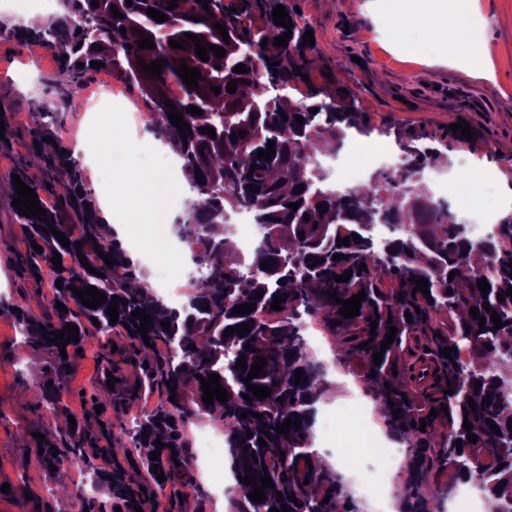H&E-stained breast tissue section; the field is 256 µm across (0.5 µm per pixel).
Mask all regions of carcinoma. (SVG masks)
Instances as JSON below:
<instances>
[{
    "label": "carcinoma",
    "mask_w": 512,
    "mask_h": 512,
    "mask_svg": "<svg viewBox=\"0 0 512 512\" xmlns=\"http://www.w3.org/2000/svg\"><path fill=\"white\" fill-rule=\"evenodd\" d=\"M61 2L64 13L35 31L27 30L18 21H1L0 37L20 35L54 49L59 71L56 93L61 98L72 95L85 75L94 71L90 67L92 61L104 63L99 71L136 87L145 101L149 128L180 158L186 181L200 195L193 210L176 225L178 237L191 249L198 273L196 292L176 310L167 306L154 289L134 287L138 277L128 251L117 237L102 234L101 225L94 219L92 190L81 160L61 153L64 146L56 136L59 112L41 101L30 103L33 140L39 142L32 146L30 163L45 171L49 180L62 185V211L39 195L37 201L45 210L41 219L18 213L15 217L29 230L25 263L30 275L41 273L57 253L69 258V277L62 279V288L54 289L51 297L43 299L52 307L60 302L67 311L55 310L57 321L44 324L32 312H15L11 305L0 301V316L14 317L23 345L54 358L53 370L34 384L33 391L35 405L52 415L58 414L66 366H74L71 357H63L60 346L50 342L54 332L63 330L68 337L71 332L65 329L66 324L78 327L79 341L66 344L68 348H77L95 335L105 336L111 331L135 342L140 383L151 390L159 389L161 399L127 429L137 455H130L120 439L109 447L112 471L104 479L112 498L128 512H135V504L147 510L151 494L164 490L177 477L191 478V455L183 430L197 410L210 415L224 430L236 482L231 497L234 512H270L284 504L292 507L290 512H331L323 503L326 497L336 502L340 512H360L344 477L313 448L315 404L328 392L329 382L323 366L309 356L302 325L306 315L318 318L325 330L342 338L337 359L353 352L366 357L368 370L374 371V376L367 377L368 390L376 399L390 434L406 445L412 457L423 456L432 445L440 448L429 467L410 470L408 484L414 493L405 512H433L430 506L437 495L435 470H449L459 478L479 475L489 512H512V424H508L512 421V389L501 378L503 364L512 361V296L505 295L512 287V249H499L495 239L472 237L470 225L463 221H448V205L434 200L426 180L430 159L439 157L447 164L448 156L425 145L421 133L390 127L376 130L363 124L354 89L343 94L337 86L317 87L303 80L302 76L311 75L316 64V47L303 42L311 26L289 13L292 35L288 44L275 46V39L289 31L275 24L272 16L279 0H177L178 7L172 10L167 9V0H133L131 6L126 0H97L95 7L92 0ZM113 5L123 17H113ZM149 8L166 14L168 20L157 22L146 13ZM193 16L199 20H191ZM215 23L226 28L229 42H224L219 31L213 29ZM122 27L126 29L124 35L120 33ZM134 28L151 38L155 47L139 48V35L132 32ZM187 33L199 36L205 45L223 48L225 57L217 59L210 51L208 61L200 60L195 42L185 37ZM180 39L185 40V49L169 46V41ZM265 39L268 43L263 47L261 42ZM96 45L102 50L94 49ZM140 58L147 65L163 61L162 72L150 77L137 65ZM271 61L279 65L273 69L269 67ZM79 62L84 67H78ZM182 62L200 70L199 88L189 89L179 76L177 69ZM239 64L246 65L249 72H235L234 67ZM257 67L270 75L278 70L277 84L257 79ZM231 81L237 83L233 94L227 88ZM293 85H303L305 90L287 108V90ZM212 86L220 88V93L211 91ZM167 99L181 112L183 122L189 124L188 131L181 133L170 122ZM190 106L199 108L202 114L188 113ZM312 108L318 112L310 113ZM298 115L303 117L300 123L296 120ZM202 127L214 128L216 137L202 133ZM350 129L366 135L375 131L380 136H394L400 149L398 162L392 172L373 175L368 187L331 189L315 159L336 151ZM234 132L245 136L234 143ZM46 136L55 143L42 141ZM270 141L274 142L275 155L269 160L258 158L257 150H267ZM253 164L257 169H251ZM198 170L205 178L203 184L196 179ZM248 173L252 177H246ZM249 184L257 186V190L247 188ZM297 201L298 209L287 207ZM320 204L326 211L318 210ZM238 210L253 214L265 242L248 260L238 251H227L224 240L212 234L217 220L225 221ZM63 211L80 225L79 236H74L70 225L64 223ZM305 214L309 215L307 221ZM382 223L399 225L400 233L392 239L377 238L373 227ZM341 224L357 235L349 238L348 246L337 245ZM42 226L59 230L69 239L70 246H62L53 234L40 230ZM78 241L82 242L79 249ZM35 244L42 247V253L35 251ZM335 254L343 258L335 260ZM81 255L101 275L90 273L81 264ZM105 256L128 270L124 283L113 284V266L105 263ZM311 256L324 262L311 268ZM266 261L269 268H261ZM362 262L366 269L360 272L358 266ZM349 269L352 275L348 281L338 283L333 279ZM451 272L454 278L450 280ZM412 276L428 281L429 296L421 291L412 293ZM483 279L490 286L485 296L477 288ZM70 285L81 290L94 286L108 297L125 299L127 304H118V320L112 324L106 315L107 305L96 309L82 305L68 289ZM333 290L344 301L364 291L359 315L346 318L339 314L342 305L326 295ZM258 291L262 292L260 298L255 297ZM285 293L288 297L281 303L277 321L259 316L260 311L271 309L274 296ZM499 294L504 300H497ZM486 301L508 325L494 328L491 313L483 308ZM250 303L256 304L252 312L233 314L234 307ZM473 307L485 318L482 333L479 320L470 316ZM138 308L153 317L148 345L140 329L125 327L132 319V311ZM407 312L411 313L410 322L405 317ZM163 321L170 322V331L162 328ZM373 321L377 322L374 337L370 334ZM241 323L249 324L248 333L223 336L228 327ZM41 325L49 335H42ZM391 325L397 332L383 352L381 343ZM426 330L434 336L436 351L464 347L468 353L464 358L451 353L453 362L448 364L446 381L453 393L444 396L449 420L446 432L434 427L420 430L412 404L403 402L406 393L402 383L392 374L399 337ZM161 343L173 345V352L161 354L157 348ZM361 343L366 347H359ZM247 344L252 350H245ZM379 351L383 352V359L376 365L373 354ZM257 356L266 360V375L249 380L236 362L242 358L250 367ZM298 369L306 382L296 383ZM212 373L220 376L229 398L223 403L215 399L208 406L202 400L200 378L207 379ZM168 380L172 381L170 387ZM477 380L481 386L476 390ZM250 384L271 388V396L258 399L248 390ZM243 393L248 398L241 397ZM469 397L476 403L474 412L469 410ZM397 408L401 413L396 417L393 412ZM243 412L247 413L245 419L240 418ZM257 413L262 418L255 417ZM169 418L174 419V424L167 422ZM288 418L300 420L302 429L292 426L286 436L275 432L276 424ZM466 420L471 423L469 431L463 428ZM492 423L500 434L492 432ZM265 431L270 437H264L266 445L261 447L258 438ZM469 432L477 436L476 442H469ZM157 440L164 447H158ZM86 444L85 431L70 428L67 420L45 435L41 448L43 456L54 463L57 486L66 487L72 460H87ZM158 449L161 453H157V459H150ZM246 465L253 468L255 480L268 474L274 484L265 489L266 497L261 503L250 500L248 494L253 487L240 482L247 475ZM160 472L164 475L162 481L157 479ZM280 493L285 498L282 503L277 501ZM292 496L297 502L290 501Z\"/></svg>",
    "instance_id": "obj_1"
}]
</instances>
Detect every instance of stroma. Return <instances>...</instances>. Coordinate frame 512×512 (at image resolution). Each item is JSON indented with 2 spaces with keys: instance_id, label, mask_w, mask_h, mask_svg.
<instances>
[{
  "instance_id": "stroma-1",
  "label": "stroma",
  "mask_w": 512,
  "mask_h": 512,
  "mask_svg": "<svg viewBox=\"0 0 512 512\" xmlns=\"http://www.w3.org/2000/svg\"><path fill=\"white\" fill-rule=\"evenodd\" d=\"M300 8L308 20L318 48L319 61L312 82L353 88L359 110L375 132L365 139L371 148H395L391 137H380L378 128L423 129L442 138V150L456 175L473 179L482 187L490 171L511 166L499 149L512 146V0H477L486 22V40L491 64L478 76L464 62L445 55L429 58L425 32L413 29L406 47L396 50L387 33L388 23L373 7V0H285ZM54 52L45 45L25 40L0 39V106L12 114L7 141L0 143V300L32 310L50 319L49 308L37 305L38 294L53 292L55 274L43 268L40 278L25 269V230L17 224L12 201L16 195L12 176L26 162L31 146L28 109L32 100L52 103L60 112L57 137L64 146L93 139L91 115L83 110L87 95L101 83L93 74L70 97L57 98ZM469 125L473 137L459 139L455 125ZM21 337L11 316H0V512H54L52 475L37 452L39 434L48 432L55 418L35 406L31 396L34 376L20 355ZM73 370L63 382L65 414L80 419L92 435L93 444L105 437H118L123 424L152 408L158 393L148 391L127 398L125 393H106L98 383L103 367H110L127 389L135 388L138 370L129 339L105 335L73 353ZM347 383L326 395L324 407L337 426L324 431L315 424L313 436L338 464L351 461V449L362 447L361 422L354 419L355 397L350 384L365 386L367 364L354 353L335 365Z\"/></svg>"
}]
</instances>
